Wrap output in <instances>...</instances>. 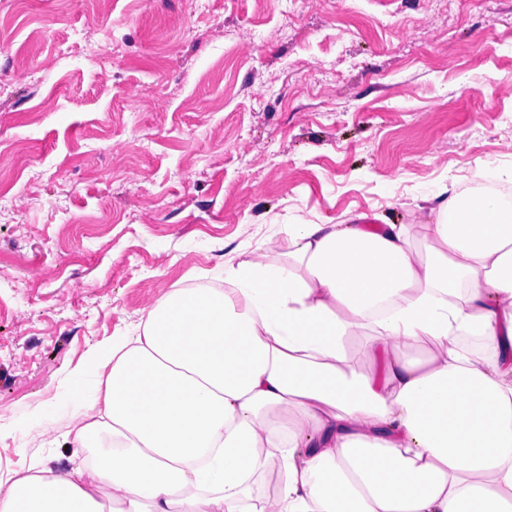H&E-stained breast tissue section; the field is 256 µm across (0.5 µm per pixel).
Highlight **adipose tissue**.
<instances>
[{
    "instance_id": "obj_1",
    "label": "adipose tissue",
    "mask_w": 512,
    "mask_h": 512,
    "mask_svg": "<svg viewBox=\"0 0 512 512\" xmlns=\"http://www.w3.org/2000/svg\"><path fill=\"white\" fill-rule=\"evenodd\" d=\"M478 179L426 243L292 224L166 294L50 408L73 453L0 463V512H267L271 465L276 512H512V168Z\"/></svg>"
}]
</instances>
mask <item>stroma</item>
Instances as JSON below:
<instances>
[{
    "instance_id": "stroma-1",
    "label": "stroma",
    "mask_w": 512,
    "mask_h": 512,
    "mask_svg": "<svg viewBox=\"0 0 512 512\" xmlns=\"http://www.w3.org/2000/svg\"><path fill=\"white\" fill-rule=\"evenodd\" d=\"M0 461L176 288L512 165V0H0Z\"/></svg>"
}]
</instances>
